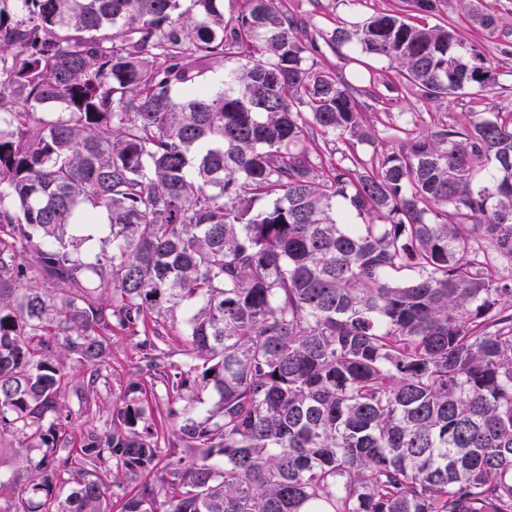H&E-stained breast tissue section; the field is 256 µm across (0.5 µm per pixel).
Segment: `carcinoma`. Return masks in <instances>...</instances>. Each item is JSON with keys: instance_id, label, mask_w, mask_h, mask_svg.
<instances>
[{"instance_id": "cac0c4a2", "label": "carcinoma", "mask_w": 512, "mask_h": 512, "mask_svg": "<svg viewBox=\"0 0 512 512\" xmlns=\"http://www.w3.org/2000/svg\"><path fill=\"white\" fill-rule=\"evenodd\" d=\"M14 2L0 7V433L48 451L22 510L0 512H106L100 466L132 485L122 512L160 494L165 512H512V112L391 123L367 159L365 105L307 63L316 38L284 0L229 16L223 0ZM405 2L327 44L387 61L429 101L489 99L484 55L425 22L440 0ZM220 68V86L202 83ZM99 213L111 254L63 240ZM178 309L219 395L179 424L193 458L129 431L128 406L57 452L61 353L95 365L112 322Z\"/></svg>"}]
</instances>
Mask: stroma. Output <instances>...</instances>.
I'll use <instances>...</instances> for the list:
<instances>
[{"mask_svg":"<svg viewBox=\"0 0 512 512\" xmlns=\"http://www.w3.org/2000/svg\"><path fill=\"white\" fill-rule=\"evenodd\" d=\"M290 11L306 16L309 24L317 30L332 32L340 22L360 21L376 12L398 9L400 0H363L358 10H351L346 0H284ZM480 10L495 16L498 24L496 34H489L478 27L470 16L471 10ZM440 16L454 22L464 30L471 42L475 43L487 56L496 72L497 86L494 103L500 111L512 112V55H502L497 44L503 33H512V0H444ZM351 51L342 46L337 49L321 47L319 52L310 54L311 62L317 67L328 68L339 73L350 83L355 97L367 104L371 126L375 130L374 144L363 145L365 154H372L374 147L388 143L383 122L392 118L399 126L420 130L426 129L431 117L455 122L464 119L470 112L485 111V104L471 96L456 94L442 103L424 99L417 89L404 94L383 84L361 77V65L350 61ZM184 311H176L167 318L162 337H154L153 320L130 330L113 325L107 336L108 348L98 366H90L79 361L76 355L65 357V377L61 395L64 403L72 411L71 420L64 432L60 433L58 448H77L91 434H103L109 428L116 409L131 406L141 409L134 431L145 435L158 432L166 445H178L177 428L173 424H161L159 413L167 407L186 408L193 415L203 416L215 407L219 396L216 391H200L193 388L173 391L164 382L153 379V373L146 367L145 344L156 340L163 354L170 379L196 377L202 366L201 359L195 358L187 341ZM99 372L97 393L89 402L79 403L75 392L86 385L92 372ZM141 384V391H132V384ZM38 448L21 447L17 437L5 434L0 436V500L21 506L29 496L27 461L39 458Z\"/></svg>","mask_w":512,"mask_h":512,"instance_id":"35a3bbf8","label":"stroma"}]
</instances>
